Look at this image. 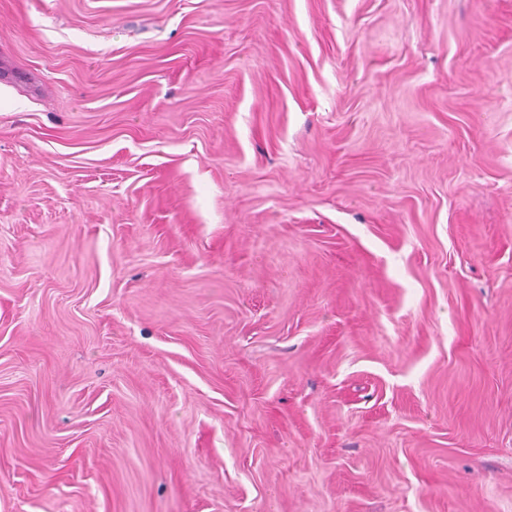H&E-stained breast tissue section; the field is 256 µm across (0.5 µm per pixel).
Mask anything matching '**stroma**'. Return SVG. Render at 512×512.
Returning <instances> with one entry per match:
<instances>
[{
	"label": "stroma",
	"instance_id": "1",
	"mask_svg": "<svg viewBox=\"0 0 512 512\" xmlns=\"http://www.w3.org/2000/svg\"><path fill=\"white\" fill-rule=\"evenodd\" d=\"M0 512H512V0H0Z\"/></svg>",
	"mask_w": 512,
	"mask_h": 512
}]
</instances>
